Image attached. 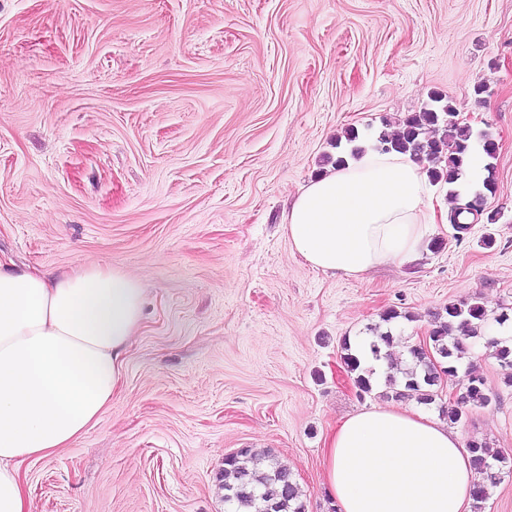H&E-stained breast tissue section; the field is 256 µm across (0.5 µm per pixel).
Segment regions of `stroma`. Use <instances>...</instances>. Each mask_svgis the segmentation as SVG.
Here are the masks:
<instances>
[{
  "label": "stroma",
  "instance_id": "stroma-1",
  "mask_svg": "<svg viewBox=\"0 0 512 512\" xmlns=\"http://www.w3.org/2000/svg\"><path fill=\"white\" fill-rule=\"evenodd\" d=\"M436 94L498 144L495 223L433 225L416 260L359 279L310 268L283 216L337 137L373 143ZM0 258L92 261L147 297L120 392L22 466L31 512H230L217 475L238 448L332 512L344 417L438 414L358 395L342 340L396 309L398 362L448 302L512 307V0H0ZM470 355L500 402L455 431L512 453V387L481 339Z\"/></svg>",
  "mask_w": 512,
  "mask_h": 512
}]
</instances>
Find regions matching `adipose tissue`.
<instances>
[{
    "label": "adipose tissue",
    "instance_id": "obj_1",
    "mask_svg": "<svg viewBox=\"0 0 512 512\" xmlns=\"http://www.w3.org/2000/svg\"><path fill=\"white\" fill-rule=\"evenodd\" d=\"M436 221L422 166L370 147L311 180L283 230L311 268L360 278L416 258ZM144 306L140 280L117 269L0 261V512H30L21 465L69 447L111 403ZM324 476L337 512H471L479 479L456 433L389 407L339 423Z\"/></svg>",
    "mask_w": 512,
    "mask_h": 512
}]
</instances>
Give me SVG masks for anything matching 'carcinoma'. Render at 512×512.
I'll use <instances>...</instances> for the list:
<instances>
[{"label": "carcinoma", "instance_id": "obj_1", "mask_svg": "<svg viewBox=\"0 0 512 512\" xmlns=\"http://www.w3.org/2000/svg\"><path fill=\"white\" fill-rule=\"evenodd\" d=\"M434 105L419 113L405 117L400 130L379 135L375 148L382 152L409 153L418 160L431 163L427 169L430 181L450 186L461 178L474 136L471 126L455 120L456 111L451 101L442 96L433 97ZM351 145L349 154L336 155L335 165L346 164L348 157L362 151L357 145L358 133L349 128L343 132ZM489 314L485 306L474 300L450 301L437 312L435 328L428 336V347L439 359L435 365L419 346L410 347L413 367L404 372L402 381L388 376L392 397L414 399L423 405H437L439 415L455 425L463 423L473 406L490 407L498 402L497 395L489 392L486 381L477 366L470 363L459 372L465 355V341L473 338L488 339L486 328ZM394 337L389 331L373 333L368 343L373 357H381L382 348L390 347ZM493 356L504 373L505 383L512 386V337L502 336L491 342ZM343 362L353 382L362 394L371 392L370 372L361 367L349 339H344ZM456 383L455 393L448 402H437L444 381ZM467 451L474 469L486 475L489 485H480L474 491L476 509H481L488 495V486L500 479L501 467L512 468V457L493 448L483 440H471ZM219 480L224 488V500L233 512H305L302 492L288 465L270 457L262 461L247 448L236 456L224 458V469Z\"/></svg>", "mask_w": 512, "mask_h": 512}]
</instances>
